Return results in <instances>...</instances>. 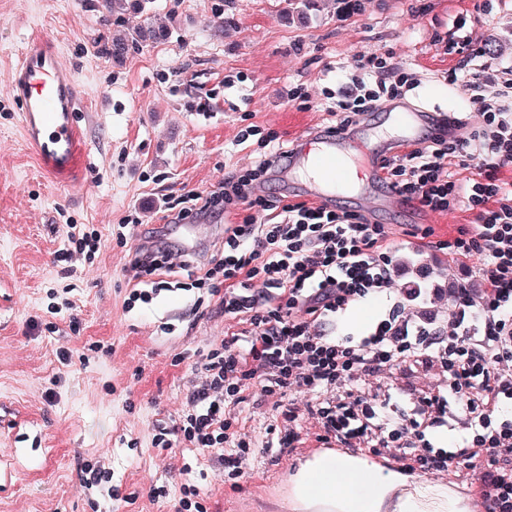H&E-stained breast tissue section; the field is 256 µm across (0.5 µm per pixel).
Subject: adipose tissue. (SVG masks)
<instances>
[{"label":"adipose tissue","instance_id":"ef3b65f1","mask_svg":"<svg viewBox=\"0 0 512 512\" xmlns=\"http://www.w3.org/2000/svg\"><path fill=\"white\" fill-rule=\"evenodd\" d=\"M289 505L292 512H474L452 488L333 450L315 454L300 467Z\"/></svg>","mask_w":512,"mask_h":512}]
</instances>
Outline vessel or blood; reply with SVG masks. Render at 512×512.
<instances>
[{"instance_id":"1","label":"vessel or blood","mask_w":512,"mask_h":512,"mask_svg":"<svg viewBox=\"0 0 512 512\" xmlns=\"http://www.w3.org/2000/svg\"><path fill=\"white\" fill-rule=\"evenodd\" d=\"M12 85L22 102L21 125L29 146L53 175L67 174L80 138L76 114L83 91L48 39L29 43ZM388 119L381 131L371 126L353 131L334 125L316 129L301 138L288 166L276 169V177L284 183L303 181L307 195L321 204L328 201L333 186L357 178L365 186L358 201L363 213L402 206V196L375 189L381 175L379 154L401 143H416L421 126L433 124L435 118L433 113L399 103ZM184 230L183 250L190 253L206 246L212 227L200 221L185 225Z\"/></svg>"}]
</instances>
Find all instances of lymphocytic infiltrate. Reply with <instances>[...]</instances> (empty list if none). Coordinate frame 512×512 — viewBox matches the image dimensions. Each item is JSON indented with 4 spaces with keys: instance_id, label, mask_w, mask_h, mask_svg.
<instances>
[{
    "instance_id": "1",
    "label": "lymphocytic infiltrate",
    "mask_w": 512,
    "mask_h": 512,
    "mask_svg": "<svg viewBox=\"0 0 512 512\" xmlns=\"http://www.w3.org/2000/svg\"><path fill=\"white\" fill-rule=\"evenodd\" d=\"M357 62L383 87L352 82L329 110L342 128L402 97L409 82L377 53L360 52ZM469 83L483 128L385 158L383 182L425 210L474 212L473 231L420 241L413 253L433 248L459 264L480 256L481 287L397 286L399 246L386 225L254 195L255 182L291 156L276 148V132L256 125L239 142L257 135L272 152L217 190L188 195L174 218L219 219L227 207L247 206L242 223L224 227L223 258L196 271L174 265V245L150 232L125 266L136 283L128 304L151 301L141 283L161 270L190 271L198 288L224 280V336L189 383L177 422L156 424L155 447L214 454L230 480L259 453L276 462L300 448H341L465 485L482 512H512V419L498 417L512 405V106L501 100L512 78L492 92L480 72ZM454 162L478 164V178L458 183ZM370 301L383 305L374 322H344L349 308ZM444 304L453 315L440 313ZM246 402L264 409L263 436L247 432Z\"/></svg>"
}]
</instances>
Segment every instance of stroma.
I'll use <instances>...</instances> for the list:
<instances>
[{
	"mask_svg": "<svg viewBox=\"0 0 512 512\" xmlns=\"http://www.w3.org/2000/svg\"><path fill=\"white\" fill-rule=\"evenodd\" d=\"M459 15L486 50L484 80L497 86L512 67V0H356L350 14L341 0H301L294 10L287 0H148L128 10L125 27L149 24L156 37L119 60L100 0L80 10L72 0H0V512H175L187 484L210 512H289L288 488L311 449L276 465L256 456L231 484L213 472L209 454L153 447L154 424L181 414L188 381L224 334V315L203 289L163 291L125 309L123 268L146 231L164 225L166 208L181 209L187 193L214 190L255 164L262 145L255 137L238 143L241 129H274L289 149L301 130L328 123L322 92L347 88L360 51L392 52L393 65L419 79L405 102L480 129L465 81H449L460 59L441 44ZM43 35L85 90L80 160L57 180L24 142L11 89L22 48ZM292 91L300 99L289 100ZM133 213L141 226L118 242L114 225ZM373 220L395 225L402 240L427 227L446 239L475 216L387 208ZM70 224L97 230L104 246L66 274L56 256ZM401 259V284L424 266L430 287L481 285L476 258L448 265L432 250ZM67 299L72 309L51 314ZM96 341L112 354L88 352ZM62 348L88 354V363L61 365ZM81 458L100 462L135 502L113 500L103 485L82 487ZM158 487L165 497L153 498Z\"/></svg>",
	"mask_w": 512,
	"mask_h": 512,
	"instance_id": "35a3bbf8",
	"label": "stroma"
}]
</instances>
